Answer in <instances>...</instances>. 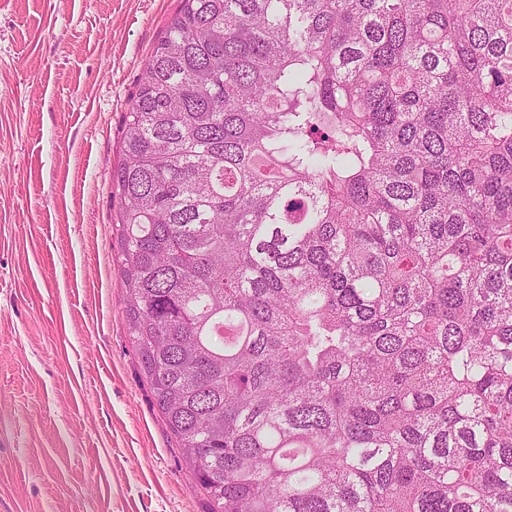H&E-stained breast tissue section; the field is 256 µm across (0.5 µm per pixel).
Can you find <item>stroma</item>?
I'll use <instances>...</instances> for the list:
<instances>
[{"label": "stroma", "instance_id": "35a3bbf8", "mask_svg": "<svg viewBox=\"0 0 512 512\" xmlns=\"http://www.w3.org/2000/svg\"><path fill=\"white\" fill-rule=\"evenodd\" d=\"M179 0H0V512H207L127 332L111 183Z\"/></svg>", "mask_w": 512, "mask_h": 512}]
</instances>
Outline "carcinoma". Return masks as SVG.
Here are the masks:
<instances>
[{
	"label": "carcinoma",
	"mask_w": 512,
	"mask_h": 512,
	"mask_svg": "<svg viewBox=\"0 0 512 512\" xmlns=\"http://www.w3.org/2000/svg\"><path fill=\"white\" fill-rule=\"evenodd\" d=\"M111 198L209 512H512V0H180Z\"/></svg>",
	"instance_id": "cac0c4a2"
}]
</instances>
